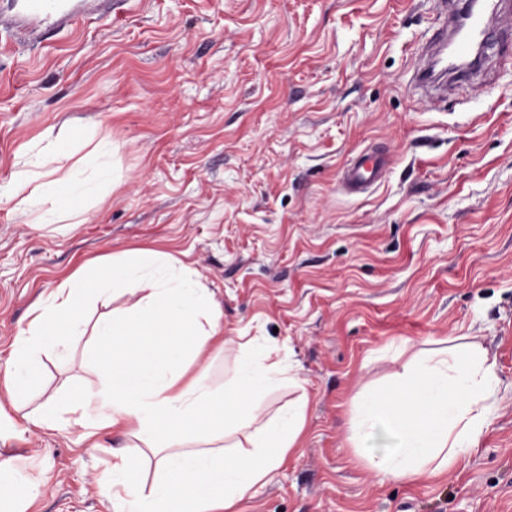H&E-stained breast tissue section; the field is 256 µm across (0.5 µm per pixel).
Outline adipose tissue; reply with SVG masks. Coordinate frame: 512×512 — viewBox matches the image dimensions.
<instances>
[{
    "instance_id": "obj_1",
    "label": "adipose tissue",
    "mask_w": 512,
    "mask_h": 512,
    "mask_svg": "<svg viewBox=\"0 0 512 512\" xmlns=\"http://www.w3.org/2000/svg\"><path fill=\"white\" fill-rule=\"evenodd\" d=\"M68 149H49L29 162L34 191L17 186L19 212L45 204L43 223L79 212L96 190L81 179ZM137 295L128 310L88 321L85 298ZM26 335L17 337L5 364L10 395L37 384L42 354L64 337L95 336L94 390H80L82 413L107 412L106 424L129 435L132 445L115 451L101 497L115 512H236V506L287 459L303 430L308 400L299 397L269 414L260 400L277 384L301 388L292 366L275 348L250 352L241 345L237 370L213 387L206 377L180 381L186 358L200 356L221 331L213 294L172 257L136 250L106 265L84 268L41 301ZM500 385L495 361L478 337L460 347L430 351L406 367L398 383L354 400L349 444L362 447L376 433L388 449L362 455L370 470L393 481L435 476L474 447L488 425ZM211 441L186 447L189 433ZM153 467L152 486L144 484Z\"/></svg>"
}]
</instances>
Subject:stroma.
<instances>
[{
    "instance_id": "stroma-1",
    "label": "stroma",
    "mask_w": 512,
    "mask_h": 512,
    "mask_svg": "<svg viewBox=\"0 0 512 512\" xmlns=\"http://www.w3.org/2000/svg\"><path fill=\"white\" fill-rule=\"evenodd\" d=\"M436 0H124L32 34H0V363L32 311L80 267L133 249L170 254L222 311L226 350L184 365L222 385L237 339L290 359L276 411L306 392L287 463L237 512H512V66L438 105L413 94ZM65 137L118 147V182L78 223L20 216L30 156ZM389 166L360 195L343 169ZM458 336L497 365L493 416L448 471L384 478L348 442L353 400ZM87 337L44 356L10 401L0 378V461L23 512H113L95 487L120 433L92 447L71 425L69 384L91 379ZM51 411L47 427L29 417Z\"/></svg>"
}]
</instances>
